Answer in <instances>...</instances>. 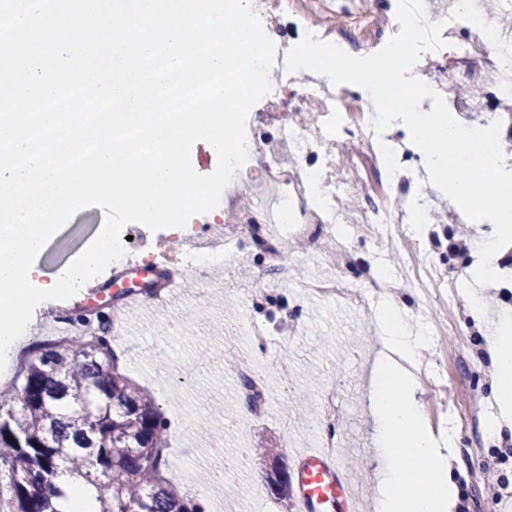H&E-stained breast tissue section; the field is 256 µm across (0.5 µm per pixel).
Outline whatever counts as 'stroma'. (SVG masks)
Listing matches in <instances>:
<instances>
[{
    "instance_id": "obj_1",
    "label": "stroma",
    "mask_w": 512,
    "mask_h": 512,
    "mask_svg": "<svg viewBox=\"0 0 512 512\" xmlns=\"http://www.w3.org/2000/svg\"><path fill=\"white\" fill-rule=\"evenodd\" d=\"M104 221L99 207L83 209L71 217L37 257L39 282H50L79 257L97 236ZM475 233L478 243L488 240L491 225L464 220L437 228L438 257L452 268L469 270L479 256L477 248L461 254L449 251L448 240L458 231ZM155 258L123 264L94 277L75 295V307L49 314L50 302H42L25 332L24 347L11 352L12 368H19L30 347L54 336L60 324L74 325L81 318L115 322L112 352L121 374L160 407L165 436L173 452L165 475L170 484L192 493L207 512H283V500L269 486L275 469H294L298 448L317 445L323 428L317 402L327 389L338 395L335 433L339 457L351 473L355 487L367 505H375L378 475L385 463L373 437L368 393L371 371L380 348L377 311L353 310L338 302L299 300L295 282L312 273L305 263L296 264L292 281L275 277L266 269L261 252L248 258L250 272L244 287L260 291L263 300L246 306L217 289L204 300L194 291L176 285L163 307H155L149 294L137 299H112L110 284L122 276L138 282L157 268ZM487 303L480 320L462 316L445 336L439 357L448 373L447 382L433 375L428 351H421L417 376L419 407L428 429L443 434L440 416L459 407L472 390L491 393L495 367L490 351L492 326L502 315L512 316V287L493 284L477 288ZM267 330L263 345L248 337L249 323ZM237 364L255 360L268 366V411L255 418L236 373L227 371L225 358ZM287 363L288 377L280 379V363ZM455 435L461 447L452 475L463 496L464 512H475L476 498L485 493L477 476L486 470L505 478L500 497L512 501V414L496 436L494 447L481 458L464 455L476 435L468 420H461Z\"/></svg>"
}]
</instances>
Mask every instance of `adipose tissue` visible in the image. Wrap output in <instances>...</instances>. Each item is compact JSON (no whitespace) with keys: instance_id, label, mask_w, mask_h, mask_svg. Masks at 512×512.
I'll return each instance as SVG.
<instances>
[{"instance_id":"ef3b65f1","label":"adipose tissue","mask_w":512,"mask_h":512,"mask_svg":"<svg viewBox=\"0 0 512 512\" xmlns=\"http://www.w3.org/2000/svg\"><path fill=\"white\" fill-rule=\"evenodd\" d=\"M385 350L402 364H377L369 393L375 440L389 465L378 503L379 512H460L459 492L448 471L456 438L440 443L424 424L416 399L418 382L403 370L414 363L423 337L412 335L398 307L382 303ZM497 371L495 394L503 409L512 408V322L501 323L492 340Z\"/></svg>"}]
</instances>
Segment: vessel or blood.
<instances>
[{
    "instance_id": "obj_1",
    "label": "vessel or blood",
    "mask_w": 512,
    "mask_h": 512,
    "mask_svg": "<svg viewBox=\"0 0 512 512\" xmlns=\"http://www.w3.org/2000/svg\"><path fill=\"white\" fill-rule=\"evenodd\" d=\"M294 480L298 512H355L353 485L344 466L320 450L299 454Z\"/></svg>"
}]
</instances>
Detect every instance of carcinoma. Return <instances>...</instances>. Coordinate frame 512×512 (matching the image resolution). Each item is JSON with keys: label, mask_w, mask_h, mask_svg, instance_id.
Returning a JSON list of instances; mask_svg holds the SVG:
<instances>
[{"label": "carcinoma", "mask_w": 512, "mask_h": 512, "mask_svg": "<svg viewBox=\"0 0 512 512\" xmlns=\"http://www.w3.org/2000/svg\"><path fill=\"white\" fill-rule=\"evenodd\" d=\"M19 380L10 398L0 394L9 512H67V489L56 484L63 467L95 498V512H198L161 480L159 407L114 368L105 341L41 344Z\"/></svg>", "instance_id": "obj_1"}]
</instances>
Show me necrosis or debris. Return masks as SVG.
<instances>
[{
	"instance_id": "4bbe7bcc",
	"label": "necrosis or debris",
	"mask_w": 512,
	"mask_h": 512,
	"mask_svg": "<svg viewBox=\"0 0 512 512\" xmlns=\"http://www.w3.org/2000/svg\"><path fill=\"white\" fill-rule=\"evenodd\" d=\"M264 30L276 46L272 67L278 82L266 96L265 111L250 113L246 126L248 166L254 177L236 174L230 184L239 204L226 211L224 221L209 225L206 234L183 233L175 256L166 268V287L153 295L163 306L168 286L184 269L198 274L197 293L206 295L213 283L209 270L230 268L247 259L245 243L263 233L271 268L281 272L282 246L293 260H314L335 253L341 270L355 261L352 240L367 227L375 245H398L403 252L390 283L415 285L426 301L450 300L464 309L456 281L437 261L431 246L434 202L425 191L428 172L421 157L404 142L402 132L389 128L383 141L396 152L400 165L388 173L369 121L366 93L358 86L332 85L311 73L299 82L287 69L289 50L306 34L332 43H345L358 57L384 45L394 32L390 10L364 4L332 12L321 0H252ZM442 38L453 45L455 61L440 52L427 56L424 69L429 84L444 98L452 115L467 126L501 120V147L506 165H512V73L506 72L494 46L474 25L446 24ZM469 85L473 99L455 96L456 85ZM289 214L279 234L267 233V224ZM307 283L314 297L367 309L374 293L345 282L341 275Z\"/></svg>"
}]
</instances>
